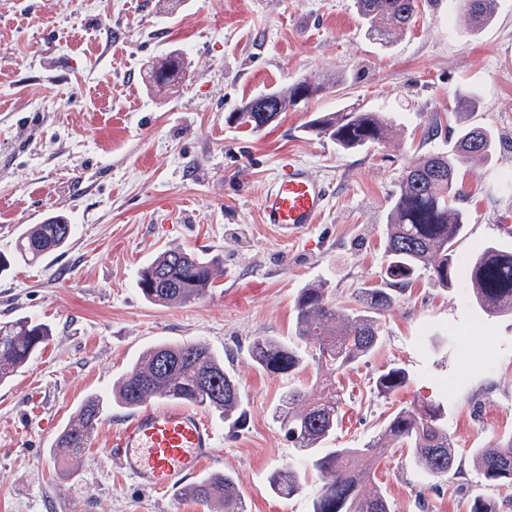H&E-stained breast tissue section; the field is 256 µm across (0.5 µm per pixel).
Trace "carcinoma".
Here are the masks:
<instances>
[{
	"mask_svg": "<svg viewBox=\"0 0 512 512\" xmlns=\"http://www.w3.org/2000/svg\"><path fill=\"white\" fill-rule=\"evenodd\" d=\"M494 0H457L459 9L486 24ZM367 32L377 40H389L407 28L417 10V0H356ZM148 83L157 92H167L186 78L182 54L165 55L147 72ZM339 85L334 78L322 83L304 80L286 90L258 94L230 113L236 125L261 130L288 103ZM306 129L319 138H329L341 151L364 150L383 142L391 126L377 112L345 106L310 120ZM494 136L486 128L458 126L448 148L420 155L402 169L390 202L384 228L383 250L387 260L380 284L357 289L348 302H338L324 282L302 288L295 301V336H255L249 345L253 365L271 375L291 374L305 362L298 342L313 345L317 364L328 372H342L368 356L380 339L379 316L404 294L415 275L425 270L433 283L446 288L458 277L464 279L472 300L488 316L512 315V250L489 244L468 259L455 257V245L464 235L468 214L461 207L464 195L459 168L484 160L492 152ZM73 227L60 216L24 230L15 242L16 259L33 262L63 247ZM213 266L184 249H167L139 273L138 286L144 298L158 306L191 303L204 298L214 286ZM52 335L51 328L31 317L0 323V385L26 367ZM408 372L390 367L375 381V393L387 398L406 387ZM169 397L224 415V424L238 429L246 421L244 397L234 371L224 366V356L204 341L161 342L130 364L112 386V404L134 411L157 397ZM103 413V401L87 396L76 408L72 422L56 437L53 451L77 457L87 448ZM293 447L308 456L311 471L321 481V492L312 512H390L386 498L361 493V484L371 467L386 451L390 440L409 450L415 465L428 477L448 475L457 448L445 425V407L427 403L399 408L387 418L381 434L360 448H326L339 422V400L324 386L308 392L290 387L275 409ZM480 474L494 488H512V435L483 448L472 449ZM304 475L285 462L274 470L269 490L275 496L301 492ZM187 493L206 504H219L222 512H247L235 478L214 473L195 482Z\"/></svg>",
	"mask_w": 512,
	"mask_h": 512,
	"instance_id": "obj_1",
	"label": "carcinoma"
}]
</instances>
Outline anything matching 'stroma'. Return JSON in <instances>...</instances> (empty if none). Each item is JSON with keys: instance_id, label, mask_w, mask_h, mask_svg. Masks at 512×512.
I'll return each instance as SVG.
<instances>
[{"instance_id": "obj_1", "label": "stroma", "mask_w": 512, "mask_h": 512, "mask_svg": "<svg viewBox=\"0 0 512 512\" xmlns=\"http://www.w3.org/2000/svg\"><path fill=\"white\" fill-rule=\"evenodd\" d=\"M174 50L188 78L154 93L147 67ZM327 77L339 86L290 104L264 129L226 121L253 96ZM468 94L475 108L465 115L456 100ZM350 104L389 118V139L341 152L306 132L317 114ZM466 120L493 130L498 146L491 163L459 170L462 257L489 241L512 247V0H495L479 29L456 0H418L409 28L386 43L366 35L355 0H0V251L50 216L74 226L62 249L0 273V322L28 316L52 330L0 386V512H214L115 471L106 424L78 461L51 450L81 401L111 396L148 348L196 340L231 355L239 376L245 425L232 433L209 418L247 512H311L316 476L290 499L268 488L282 461L307 465L273 409L288 387L326 384L341 399L339 448L362 447L398 408L444 403L459 466L431 480L407 449H389L362 490H380L391 512H468L477 495L512 512V490L488 487L471 455L512 435V315L486 316L465 285L417 274L381 316L376 350L342 374L310 358L297 374L271 375L246 354L253 337L293 334L308 283L346 299L377 280L402 168L445 148ZM291 159L332 196L322 223L285 242L259 200ZM174 248L215 259L214 286L196 302L151 304L138 274ZM393 365L408 372L407 387L375 397L373 379Z\"/></svg>"}]
</instances>
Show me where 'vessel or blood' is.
Instances as JSON below:
<instances>
[{"label":"vessel or blood","instance_id":"b4317fda","mask_svg":"<svg viewBox=\"0 0 512 512\" xmlns=\"http://www.w3.org/2000/svg\"><path fill=\"white\" fill-rule=\"evenodd\" d=\"M331 193V186L306 165L288 162L260 199L262 221L274 225L284 238H292L319 223ZM219 438L197 408L149 403L114 419L105 453L144 489L171 491L215 462Z\"/></svg>","mask_w":512,"mask_h":512}]
</instances>
